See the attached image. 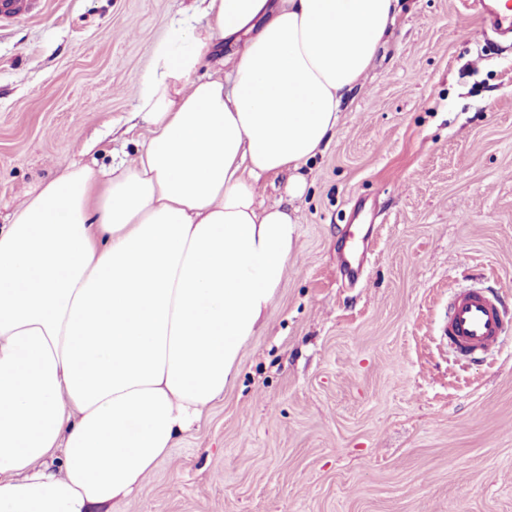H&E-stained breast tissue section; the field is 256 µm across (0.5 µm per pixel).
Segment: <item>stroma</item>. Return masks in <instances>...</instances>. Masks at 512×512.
I'll return each mask as SVG.
<instances>
[{"label": "stroma", "instance_id": "stroma-1", "mask_svg": "<svg viewBox=\"0 0 512 512\" xmlns=\"http://www.w3.org/2000/svg\"><path fill=\"white\" fill-rule=\"evenodd\" d=\"M198 0H31L0 15V226L72 165L133 161L138 80ZM304 165L298 239L224 395L123 512H512V336L476 364L449 297L512 313V35L474 0H401ZM369 236L363 272L336 264Z\"/></svg>", "mask_w": 512, "mask_h": 512}]
</instances>
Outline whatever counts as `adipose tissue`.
<instances>
[{"mask_svg": "<svg viewBox=\"0 0 512 512\" xmlns=\"http://www.w3.org/2000/svg\"><path fill=\"white\" fill-rule=\"evenodd\" d=\"M205 3L138 80L135 162L72 166L0 228V512H122L223 396L297 238L256 184L302 196L399 0Z\"/></svg>", "mask_w": 512, "mask_h": 512, "instance_id": "obj_1", "label": "adipose tissue"}]
</instances>
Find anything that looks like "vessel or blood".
Returning a JSON list of instances; mask_svg holds the SVG:
<instances>
[{
  "mask_svg": "<svg viewBox=\"0 0 512 512\" xmlns=\"http://www.w3.org/2000/svg\"><path fill=\"white\" fill-rule=\"evenodd\" d=\"M482 14L505 32H512V0L489 4L482 0ZM498 295L487 288L469 290L454 297L442 328V337L456 356L476 363L502 347L507 326Z\"/></svg>",
  "mask_w": 512,
  "mask_h": 512,
  "instance_id": "1",
  "label": "vessel or blood"
}]
</instances>
